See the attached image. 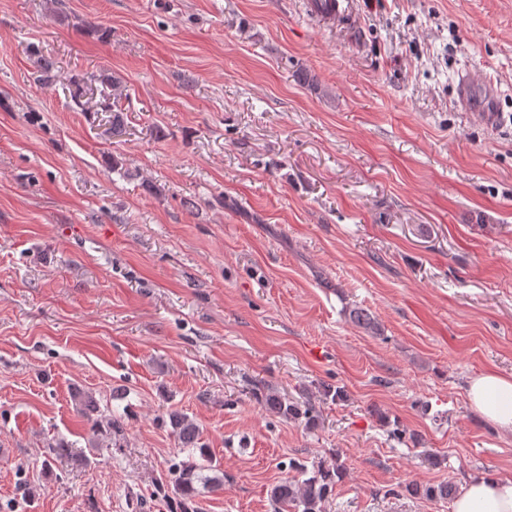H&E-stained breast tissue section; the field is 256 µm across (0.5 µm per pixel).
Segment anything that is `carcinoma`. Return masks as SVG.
<instances>
[{"label": "carcinoma", "instance_id": "cac0c4a2", "mask_svg": "<svg viewBox=\"0 0 512 512\" xmlns=\"http://www.w3.org/2000/svg\"><path fill=\"white\" fill-rule=\"evenodd\" d=\"M100 82L105 87L111 88L112 96H102L95 107L102 112L112 113V129L117 131L121 129L122 119L120 113L113 111L111 99L122 97L125 87L121 80L105 74L101 76ZM262 400L267 411L286 420H298L302 417L310 423L316 420L314 406L309 404L303 408L298 402L283 397L275 391L269 390L264 393ZM74 401L77 413L90 423L92 433L102 439L110 441L113 434L123 430L119 419L102 416L93 396L79 392L74 395ZM167 419L181 447L198 451L200 461L170 464L165 480L157 484V494L162 496L169 512H198L196 483L200 481L212 490L218 491L224 487V477L201 476L203 471L216 470V465L208 448L201 441L197 423L178 410L167 412ZM343 470L342 463L335 458L329 465H319L314 474L308 478L297 482L285 481L273 487L270 499L275 512H322L323 503L335 485L336 479L342 477ZM406 491L413 497L446 499L454 494L455 488L448 484L437 487L411 484L406 486Z\"/></svg>", "mask_w": 512, "mask_h": 512}]
</instances>
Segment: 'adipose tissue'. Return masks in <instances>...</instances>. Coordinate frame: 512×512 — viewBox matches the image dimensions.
I'll use <instances>...</instances> for the list:
<instances>
[{
  "mask_svg": "<svg viewBox=\"0 0 512 512\" xmlns=\"http://www.w3.org/2000/svg\"><path fill=\"white\" fill-rule=\"evenodd\" d=\"M470 408L504 433H512V374L489 370L472 377L467 387ZM452 512H512V478L489 473L463 484Z\"/></svg>",
  "mask_w": 512,
  "mask_h": 512,
  "instance_id": "obj_1",
  "label": "adipose tissue"
}]
</instances>
